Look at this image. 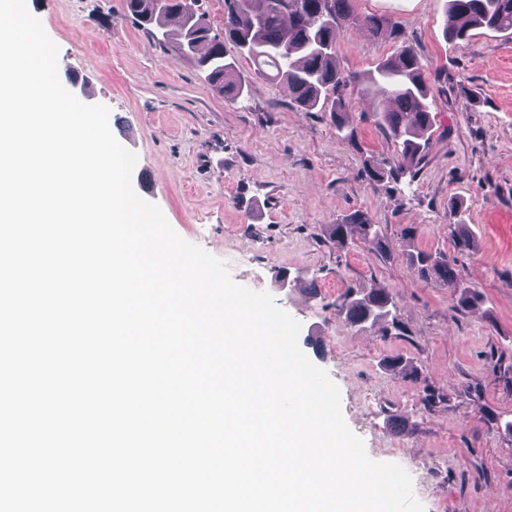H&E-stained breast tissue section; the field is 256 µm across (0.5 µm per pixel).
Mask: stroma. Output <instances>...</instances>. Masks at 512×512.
Instances as JSON below:
<instances>
[{
	"label": "stroma",
	"instance_id": "35a3bbf8",
	"mask_svg": "<svg viewBox=\"0 0 512 512\" xmlns=\"http://www.w3.org/2000/svg\"><path fill=\"white\" fill-rule=\"evenodd\" d=\"M26 6L59 49L65 88L107 106L118 141L134 138L135 192L180 237L225 261L238 284L269 292L300 322L304 353L337 384L368 456L409 470L425 512H512V31L451 42L446 0H352L355 14L395 21L400 34L342 26L340 67L362 74L412 46L436 117L415 177L374 184L367 166L393 147L358 88L341 93L351 143L247 59L237 61L242 97L217 94L205 73L126 16L122 0ZM356 211L382 225L389 251L329 241L327 225ZM461 224L473 250L454 247ZM412 251L454 260L482 306L458 309L448 289L420 277ZM379 284L398 302L388 335L337 318L333 304L347 288ZM396 356L416 375L388 370ZM429 390L441 394L430 406Z\"/></svg>",
	"mask_w": 512,
	"mask_h": 512
}]
</instances>
